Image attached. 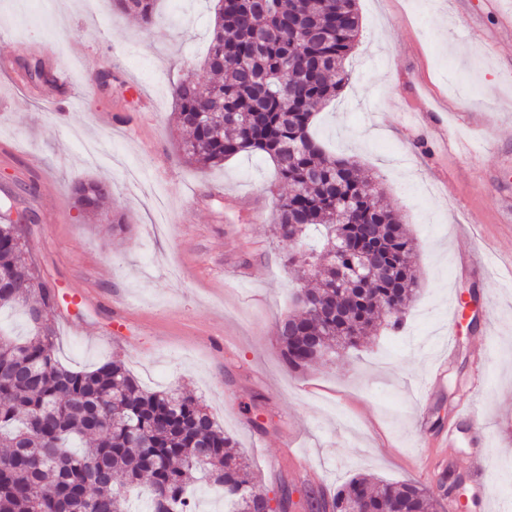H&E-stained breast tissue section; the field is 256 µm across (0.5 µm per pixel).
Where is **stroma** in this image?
Listing matches in <instances>:
<instances>
[{
	"instance_id": "stroma-1",
	"label": "stroma",
	"mask_w": 512,
	"mask_h": 512,
	"mask_svg": "<svg viewBox=\"0 0 512 512\" xmlns=\"http://www.w3.org/2000/svg\"><path fill=\"white\" fill-rule=\"evenodd\" d=\"M214 6L157 0L147 29L112 0H52L48 12L42 0H0V31L28 47L16 66L49 68L57 56L70 74L51 105L0 73V201L14 194L39 217L27 263L58 294V359L85 370L116 356L146 389L190 391L247 459L257 491L288 494L287 512L358 474L420 482L439 512H494L512 494V271L468 259L512 251V170L500 165L512 157V35L498 24L512 0H358L352 78L314 127L379 181L415 242L420 286L402 330L299 370L277 341L296 273L273 242L284 187L271 159L201 169L179 151L170 88L208 81ZM422 71L450 138L486 132L490 149L449 154L399 120ZM91 84L98 100L85 111ZM91 179L111 181L121 233L78 209L71 190ZM472 287L478 326H449L451 300ZM451 425L449 468L465 478L453 492L420 474Z\"/></svg>"
}]
</instances>
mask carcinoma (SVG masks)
<instances>
[{"label": "carcinoma", "instance_id": "cac0c4a2", "mask_svg": "<svg viewBox=\"0 0 512 512\" xmlns=\"http://www.w3.org/2000/svg\"><path fill=\"white\" fill-rule=\"evenodd\" d=\"M124 13L154 24L155 0H115ZM360 31L356 0H217L206 69L214 81L172 89L176 122L186 132L183 155L219 166L241 153L271 158L288 186L273 231L297 280L318 278L311 303L278 329L288 367L314 362L307 346L320 336L354 349L383 320L403 327L416 296L414 243L400 217L383 207L376 184L355 165L328 154L314 138L315 111L336 98L349 73L344 61ZM78 208L97 213L112 186L73 188ZM379 273L336 287L358 256L366 228ZM28 239L13 222L0 224V308L19 306L33 334L0 332V512H128L127 494L146 498L148 512H193L190 489L204 477L224 493L231 512H252L263 500L285 512L288 497L253 491L254 475L200 400L180 389L149 391L119 359L73 371L55 356L49 315L54 289L23 269ZM437 512V501L414 481L356 476L334 496L331 512Z\"/></svg>", "mask_w": 512, "mask_h": 512}]
</instances>
